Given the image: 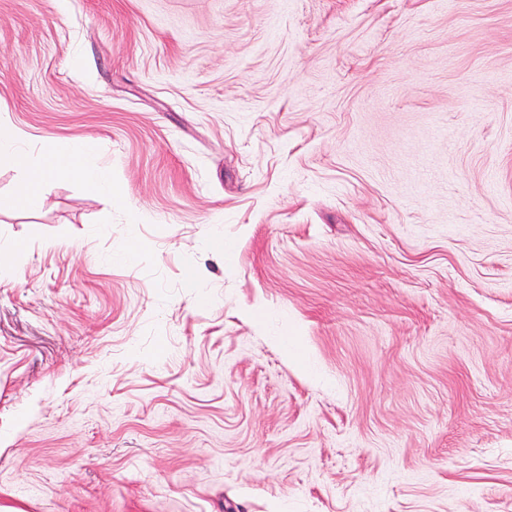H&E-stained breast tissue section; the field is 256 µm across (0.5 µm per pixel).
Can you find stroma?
Returning <instances> with one entry per match:
<instances>
[{"label":"stroma","mask_w":512,"mask_h":512,"mask_svg":"<svg viewBox=\"0 0 512 512\" xmlns=\"http://www.w3.org/2000/svg\"><path fill=\"white\" fill-rule=\"evenodd\" d=\"M0 512H512V0H0ZM47 157V165L34 172L10 200L12 208L35 204L43 183L56 170H65L73 176L81 177L88 185L110 188L108 175L97 165L93 152L89 148H79L63 156L47 152Z\"/></svg>","instance_id":"obj_1"}]
</instances>
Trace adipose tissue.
<instances>
[{
  "instance_id": "ef3b65f1",
  "label": "adipose tissue",
  "mask_w": 512,
  "mask_h": 512,
  "mask_svg": "<svg viewBox=\"0 0 512 512\" xmlns=\"http://www.w3.org/2000/svg\"><path fill=\"white\" fill-rule=\"evenodd\" d=\"M57 170L67 171L94 187H105L109 184L108 175L97 165L89 148L83 147L63 156L52 154L48 157L47 165L34 172L31 178L18 189L12 200L13 206L35 204L43 183Z\"/></svg>"
}]
</instances>
